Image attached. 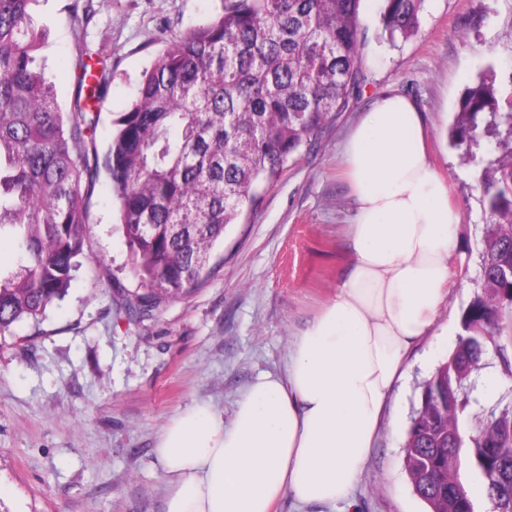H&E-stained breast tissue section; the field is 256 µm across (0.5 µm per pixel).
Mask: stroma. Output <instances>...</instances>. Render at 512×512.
<instances>
[{
    "label": "stroma",
    "mask_w": 512,
    "mask_h": 512,
    "mask_svg": "<svg viewBox=\"0 0 512 512\" xmlns=\"http://www.w3.org/2000/svg\"><path fill=\"white\" fill-rule=\"evenodd\" d=\"M71 0H37L43 50L61 103L72 105L78 48ZM219 0H92L94 47L109 54L97 148L125 112L143 72L176 34L211 17ZM380 0H364L369 41L356 103L335 113L256 206L229 225L201 279L153 317L138 319V290L116 224L112 190L99 175L89 193V257L67 295L40 326L21 323L0 339V512H164L163 473L154 456L162 429L193 401L225 413L262 372L284 373L298 331L336 291L350 259L345 226L352 203L340 150L381 95L413 98L427 126L432 162L462 214L461 257L434 334L406 358L353 499L358 512H427L412 492L403 443L420 386L462 332L482 234L491 218L478 170L449 141L458 101L488 70L512 74V0H425L419 28L399 47L379 38Z\"/></svg>",
    "instance_id": "stroma-1"
}]
</instances>
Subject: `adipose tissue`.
I'll use <instances>...</instances> for the list:
<instances>
[{
	"instance_id": "obj_1",
	"label": "adipose tissue",
	"mask_w": 512,
	"mask_h": 512,
	"mask_svg": "<svg viewBox=\"0 0 512 512\" xmlns=\"http://www.w3.org/2000/svg\"><path fill=\"white\" fill-rule=\"evenodd\" d=\"M342 161L351 261L335 296L296 335L285 375L258 376L232 417L196 400L159 434L165 512L333 506L360 479L405 358L436 322L461 216L406 95L374 103Z\"/></svg>"
}]
</instances>
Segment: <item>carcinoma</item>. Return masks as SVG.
I'll use <instances>...</instances> for the list:
<instances>
[{"instance_id": "carcinoma-1", "label": "carcinoma", "mask_w": 512, "mask_h": 512, "mask_svg": "<svg viewBox=\"0 0 512 512\" xmlns=\"http://www.w3.org/2000/svg\"><path fill=\"white\" fill-rule=\"evenodd\" d=\"M36 0H0V231L17 238L0 274V337L39 326L82 267L98 176L94 112L106 58L81 51L73 108L62 109L41 51ZM222 11L166 40L116 121L104 168L139 292L151 316L197 281L214 245L288 160L359 96L363 0H221ZM424 0H382L390 43L408 38ZM451 144L481 166L485 225L477 292L463 334L426 379L403 444L414 494L429 512H474L465 457L492 512H512V400L474 395L487 354L512 379V75L491 72L458 102Z\"/></svg>"}]
</instances>
